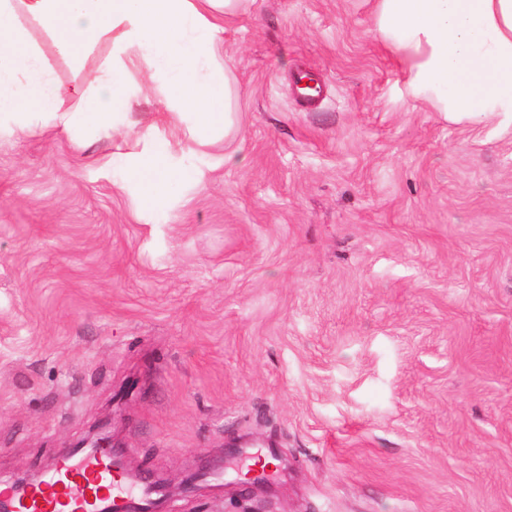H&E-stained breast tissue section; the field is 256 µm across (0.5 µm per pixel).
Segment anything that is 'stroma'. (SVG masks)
I'll return each mask as SVG.
<instances>
[{
	"label": "stroma",
	"mask_w": 512,
	"mask_h": 512,
	"mask_svg": "<svg viewBox=\"0 0 512 512\" xmlns=\"http://www.w3.org/2000/svg\"><path fill=\"white\" fill-rule=\"evenodd\" d=\"M24 25L79 110L111 40L75 60ZM372 29V0L227 24L239 131L155 213L112 136L0 138V482L108 418L166 512H512V117L409 100ZM234 442L280 452L274 491Z\"/></svg>",
	"instance_id": "1"
}]
</instances>
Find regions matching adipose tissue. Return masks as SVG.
Returning <instances> with one entry per match:
<instances>
[{
  "mask_svg": "<svg viewBox=\"0 0 512 512\" xmlns=\"http://www.w3.org/2000/svg\"><path fill=\"white\" fill-rule=\"evenodd\" d=\"M249 0H0V137L53 126L76 139L85 131L130 127L125 76L147 62L165 75L162 110L120 153V188L139 208L157 210L176 183L194 178L191 145L235 128L237 89L217 52L225 22ZM70 51L112 39V61L95 87L75 86L81 110H61L53 72L20 17ZM374 32L402 66L407 95L437 111L512 116V0H375ZM178 129L182 138L163 136Z\"/></svg>",
  "mask_w": 512,
  "mask_h": 512,
  "instance_id": "obj_1",
  "label": "adipose tissue"
}]
</instances>
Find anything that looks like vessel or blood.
I'll return each mask as SVG.
<instances>
[{
  "mask_svg": "<svg viewBox=\"0 0 512 512\" xmlns=\"http://www.w3.org/2000/svg\"><path fill=\"white\" fill-rule=\"evenodd\" d=\"M11 512H128L134 495L113 465L108 448L60 457L53 471L38 475L22 493L0 488Z\"/></svg>",
  "mask_w": 512,
  "mask_h": 512,
  "instance_id": "vessel-or-blood-1",
  "label": "vessel or blood"
}]
</instances>
